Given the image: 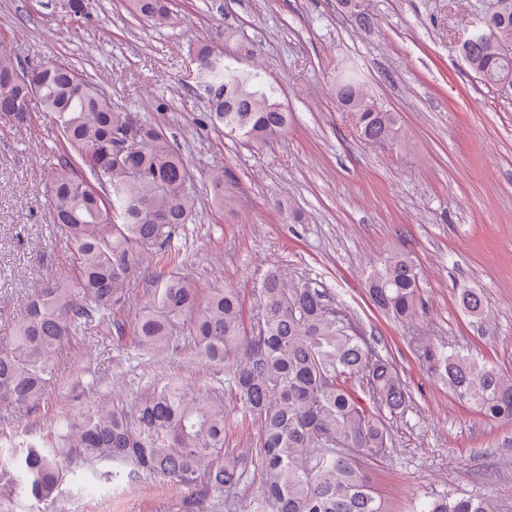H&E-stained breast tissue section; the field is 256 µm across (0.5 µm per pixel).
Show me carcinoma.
Returning <instances> with one entry per match:
<instances>
[{"mask_svg": "<svg viewBox=\"0 0 512 512\" xmlns=\"http://www.w3.org/2000/svg\"><path fill=\"white\" fill-rule=\"evenodd\" d=\"M154 27H175L171 0H127ZM369 0H339L359 25L374 18ZM461 56L486 86L512 97V0H494L480 35ZM192 76L209 119L243 143L268 145L288 131V110L277 89L256 68L200 47L191 52ZM20 64L0 45V122L31 127L50 116L61 144L51 172L49 202L56 227L76 254L65 277H52L28 296L13 336L0 344V407L35 413L57 384L62 347L106 322L119 339L130 337L151 353L174 347L187 331L198 353L229 373V390L260 424L255 460L260 494L247 512H383L366 464L389 447L386 418L403 411L412 393L398 370L369 346L312 283L269 271L258 288L256 326L245 327L235 288H217L204 303L174 275L153 280L150 302L123 321L112 318L127 301L123 285L164 255L172 237L193 223L196 194L184 158L165 129L132 112H118L74 66L47 61ZM339 106L354 113L360 138L379 148L402 147L397 113L378 106L353 70L336 83ZM139 147L129 150L125 141ZM218 210L224 167L208 175ZM417 265L395 253L366 278V294L379 312L401 323L419 317ZM468 316L481 320L484 300L472 288L458 291ZM418 360L458 398L491 418H512V377L468 354L425 339ZM72 414L39 438L0 448V512L19 499L29 512H50L71 478L93 473L131 482L146 473L195 491L205 512L210 496L242 483L243 461L224 452V403L167 381L134 404L117 405L98 393L87 369ZM417 512H491L476 496H438Z\"/></svg>", "mask_w": 512, "mask_h": 512, "instance_id": "cac0c4a2", "label": "carcinoma"}]
</instances>
